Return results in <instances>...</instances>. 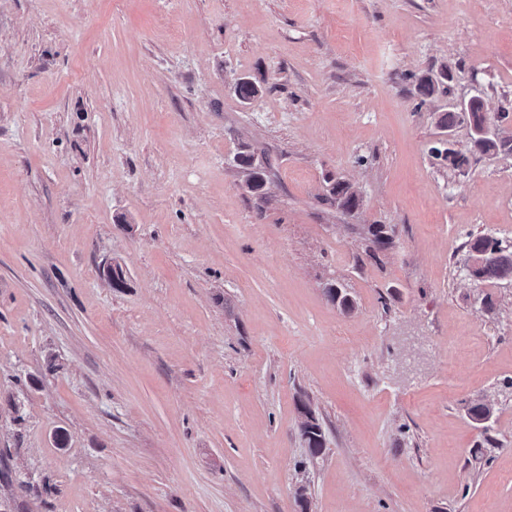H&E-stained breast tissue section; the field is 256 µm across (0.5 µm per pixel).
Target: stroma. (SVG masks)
<instances>
[{
    "instance_id": "35a3bbf8",
    "label": "stroma",
    "mask_w": 512,
    "mask_h": 512,
    "mask_svg": "<svg viewBox=\"0 0 512 512\" xmlns=\"http://www.w3.org/2000/svg\"><path fill=\"white\" fill-rule=\"evenodd\" d=\"M474 95L512 133V0H0V512H512V158L428 154ZM237 164L245 168L249 173L248 189L250 192L260 193L265 185V167L256 163V159L251 154H240L236 157ZM469 276L479 282L512 284V244L491 236H477L466 242ZM310 415L311 420L314 423H303L301 426L302 437L308 444V448H312L310 451L311 456H318L324 448V434L321 425L313 417L310 411L306 412Z\"/></svg>"
}]
</instances>
